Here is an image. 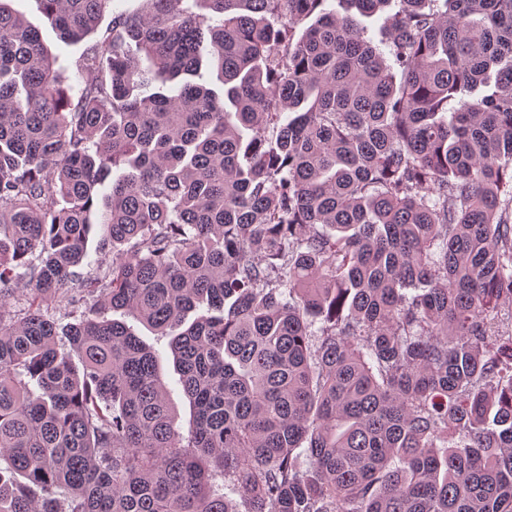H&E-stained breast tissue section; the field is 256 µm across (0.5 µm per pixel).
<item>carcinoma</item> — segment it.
<instances>
[{
  "label": "carcinoma",
  "mask_w": 512,
  "mask_h": 512,
  "mask_svg": "<svg viewBox=\"0 0 512 512\" xmlns=\"http://www.w3.org/2000/svg\"><path fill=\"white\" fill-rule=\"evenodd\" d=\"M145 2H0V512H512V0ZM143 3L144 0H114L112 2V9L102 16L98 33L81 43L71 44L60 40L54 29L43 17L39 3L36 0H12L9 2L13 9L24 14L39 29L45 45L52 54L57 56L58 65L62 66L60 70L61 76L67 83L73 85H77L80 81L74 67L75 61L88 45L93 43L110 26L112 10L138 11L143 7ZM397 9L398 6L396 4H392L386 13L371 19H362L364 25L367 27L366 35L373 39L375 43L380 44L386 40L388 18ZM107 319L116 318L124 320L142 340L151 345L155 350L159 351L162 356L161 371L162 377L168 386L169 399L171 404L177 409L180 419L179 424L183 429L187 428L190 417L188 401L185 399L182 388L179 384V375L175 371L173 359L169 350L170 336L155 335L137 322L132 316L123 317L120 313L109 312Z\"/></svg>",
  "instance_id": "cac0c4a2"
}]
</instances>
